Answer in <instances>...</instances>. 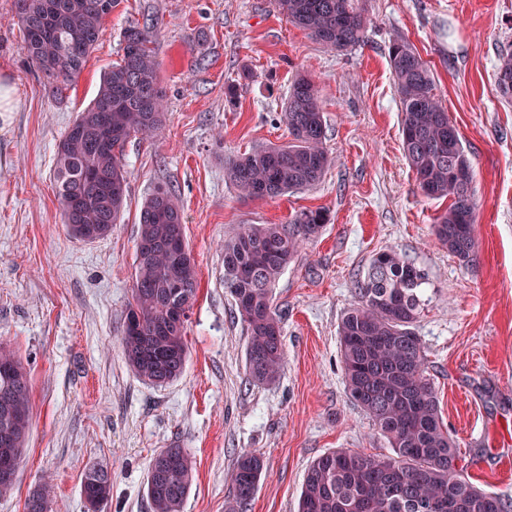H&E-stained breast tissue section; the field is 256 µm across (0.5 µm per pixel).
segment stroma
<instances>
[{
	"label": "stroma",
	"mask_w": 512,
	"mask_h": 512,
	"mask_svg": "<svg viewBox=\"0 0 512 512\" xmlns=\"http://www.w3.org/2000/svg\"><path fill=\"white\" fill-rule=\"evenodd\" d=\"M366 8L364 42L336 52L273 0H117L59 100L27 59L13 0H0V76L16 87L13 111L0 114V345L20 357L32 385L26 451L0 512H25L46 481L56 512H84L93 467L112 476L103 512H150L149 463L175 440L195 474L184 512H224L232 469L247 451L266 460L248 512H296L309 464L330 450L388 453L347 396L337 326L372 256L391 247L427 275L416 332L458 464L472 483L512 501V103L496 83L498 57L512 48V0H366ZM148 17L157 21L165 121L153 139L125 147L120 224L83 242L62 222L56 146L118 60L124 28ZM397 34L430 65L473 165L476 245L467 266L435 244L432 224L448 202L419 193L403 154L387 57ZM300 72L320 82L327 172L311 188L243 199L224 168L287 143L277 117ZM237 79L238 97L227 103L224 87ZM160 184L177 195L199 281L188 362L164 387L139 380L119 344L140 209ZM318 208L328 215L321 234L273 290L284 370L274 384L252 385L246 331L224 291V242L239 225L285 224Z\"/></svg>",
	"instance_id": "stroma-1"
}]
</instances>
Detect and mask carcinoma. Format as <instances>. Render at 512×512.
I'll return each instance as SVG.
<instances>
[{"mask_svg":"<svg viewBox=\"0 0 512 512\" xmlns=\"http://www.w3.org/2000/svg\"><path fill=\"white\" fill-rule=\"evenodd\" d=\"M116 0H15L25 51L46 78L52 94L66 96L88 55L105 31ZM289 22L338 52L364 41L365 0H275ZM155 23L130 24L122 32L121 58L101 77L96 96L55 152V193L63 223L82 241L93 242L120 222L127 192L123 163L126 143L149 137L165 117L164 91L153 48ZM388 58L401 111L404 157L417 190L446 199L435 218L436 242L462 264L475 250L477 208L474 170L459 132L436 93L431 68L400 35L391 38ZM498 88L512 102V51L501 53ZM288 129L286 145H273L232 159L225 175L247 200L272 199L316 185L330 164L319 83L300 73L289 87L279 117ZM182 223L177 199L156 187L140 213L137 240L154 245L134 259L131 300L124 311L120 347L137 377L164 386L183 373L189 347L187 323L199 282L190 249L173 256L163 243ZM327 223L319 210L302 211L287 224H242L224 242V290L247 335L249 381L270 385L284 367L282 316L273 288L300 250ZM426 274L399 252L373 255L355 284L356 304L341 317L337 335L349 400L361 408L392 449L390 455L348 448L329 451L309 465L298 512H512V502L471 483L457 466V444L445 427L425 347L415 332L423 310L420 287ZM182 286L185 308L173 316L170 292ZM31 385L15 353L0 346V447L20 466L30 427ZM266 468L255 451L238 456L231 474L232 495L225 512H245ZM194 481L189 455L173 443L157 451L148 466L144 491L151 512H183ZM83 487L98 496L101 512L112 492L111 475L92 469Z\"/></svg>","mask_w":512,"mask_h":512,"instance_id":"obj_1","label":"carcinoma"}]
</instances>
